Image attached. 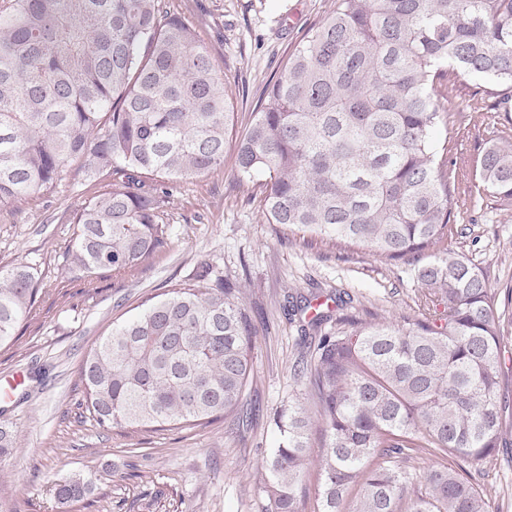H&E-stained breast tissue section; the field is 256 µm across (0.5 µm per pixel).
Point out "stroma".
I'll use <instances>...</instances> for the list:
<instances>
[{"label": "stroma", "instance_id": "obj_1", "mask_svg": "<svg viewBox=\"0 0 512 512\" xmlns=\"http://www.w3.org/2000/svg\"><path fill=\"white\" fill-rule=\"evenodd\" d=\"M166 3L195 28L228 77L241 129L267 82L335 0ZM487 89L484 80L471 79L448 95L458 129L449 156L460 167L448 248L483 272L499 310L511 312L512 204L492 197L479 203L470 190L484 144L512 136V111L491 109ZM263 184V178L242 177L234 152H227L222 168L180 183L164 251L134 272L105 271L89 280L70 274L64 259L74 212L100 189L84 180L77 163L62 167L53 193L0 208V268L32 264L42 284L32 315L0 346V382L21 378L9 400H0V425L15 440L14 452L0 463L5 512H267L262 463L277 444L274 413L301 389L293 364L302 350V320L288 316V295H350L336 314L362 323L420 318L416 260L331 248L267 223ZM203 259L246 291L259 328L249 393L258 412L236 436L220 421L136 434L97 424L81 405L84 356L113 324L135 317L145 300L190 280ZM91 470L98 480L84 501L56 502L60 480ZM471 476L494 492L495 512H512V447L472 468Z\"/></svg>", "mask_w": 512, "mask_h": 512}]
</instances>
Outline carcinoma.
<instances>
[{
  "label": "carcinoma",
  "mask_w": 512,
  "mask_h": 512,
  "mask_svg": "<svg viewBox=\"0 0 512 512\" xmlns=\"http://www.w3.org/2000/svg\"><path fill=\"white\" fill-rule=\"evenodd\" d=\"M445 78L487 81L494 109L512 102V0H336L237 138L230 82L165 0H0V206L54 192L69 161L101 183L72 217L69 273L132 272L163 251L177 186L224 166L230 146L241 174L267 176L270 224L391 259L443 250L416 269L421 319L339 318L311 341L294 372L314 416L295 401L275 412L269 512H299L310 465L320 512H491L468 467L495 454L512 415L501 388L512 316L497 311L481 270L444 248L457 203L456 161L435 139L440 126L452 132L448 95L434 88ZM473 177L477 200L511 204L512 140L485 144ZM39 292L34 266L0 269V345ZM309 310L314 331L331 319L316 296L292 298L288 314ZM256 340L241 289L204 259L191 282L90 348L86 409L131 432L224 418L232 434ZM423 454L439 462L421 475L406 462ZM95 480L69 476L55 498L79 502Z\"/></svg>",
  "instance_id": "cac0c4a2"
}]
</instances>
